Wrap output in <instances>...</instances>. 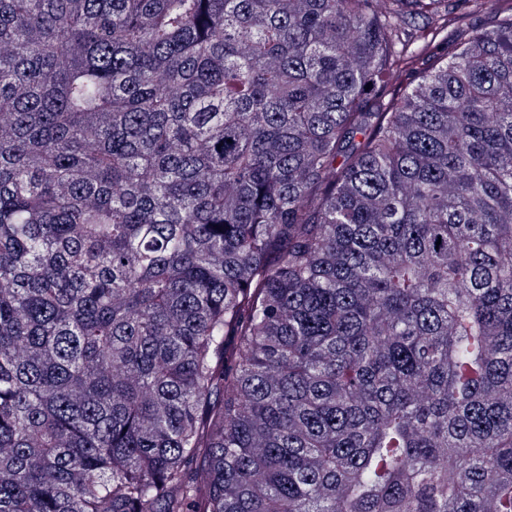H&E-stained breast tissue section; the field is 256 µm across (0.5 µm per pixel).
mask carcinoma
Listing matches in <instances>:
<instances>
[{"instance_id": "cac0c4a2", "label": "carcinoma", "mask_w": 512, "mask_h": 512, "mask_svg": "<svg viewBox=\"0 0 512 512\" xmlns=\"http://www.w3.org/2000/svg\"><path fill=\"white\" fill-rule=\"evenodd\" d=\"M0 512H512V7L0 0Z\"/></svg>"}]
</instances>
